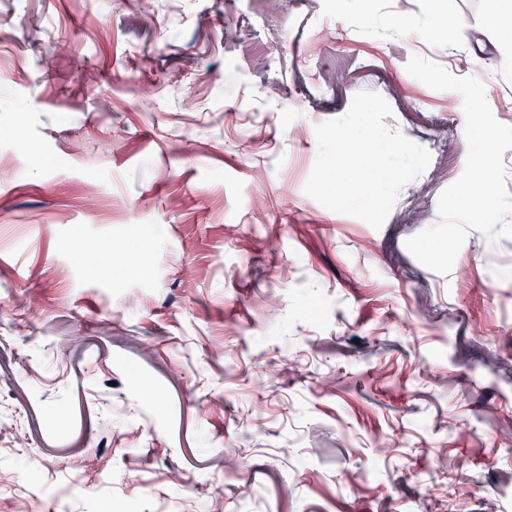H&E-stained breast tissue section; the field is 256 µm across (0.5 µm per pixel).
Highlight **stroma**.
Returning <instances> with one entry per match:
<instances>
[{
    "label": "stroma",
    "mask_w": 512,
    "mask_h": 512,
    "mask_svg": "<svg viewBox=\"0 0 512 512\" xmlns=\"http://www.w3.org/2000/svg\"><path fill=\"white\" fill-rule=\"evenodd\" d=\"M485 3L0 0V512H512V237L405 246L468 150L407 61L512 125V50L415 34ZM362 91L431 154L378 229L304 191Z\"/></svg>",
    "instance_id": "1"
}]
</instances>
